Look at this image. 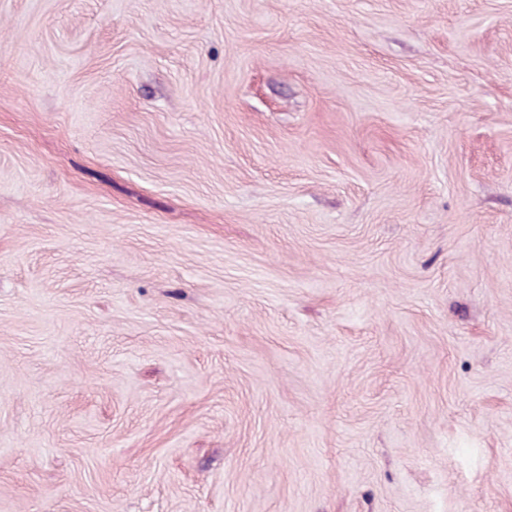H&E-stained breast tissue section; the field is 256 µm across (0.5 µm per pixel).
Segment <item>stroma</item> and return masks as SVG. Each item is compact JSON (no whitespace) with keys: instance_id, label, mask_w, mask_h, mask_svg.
Segmentation results:
<instances>
[{"instance_id":"1","label":"stroma","mask_w":512,"mask_h":512,"mask_svg":"<svg viewBox=\"0 0 512 512\" xmlns=\"http://www.w3.org/2000/svg\"><path fill=\"white\" fill-rule=\"evenodd\" d=\"M0 512H512V0H0Z\"/></svg>"}]
</instances>
